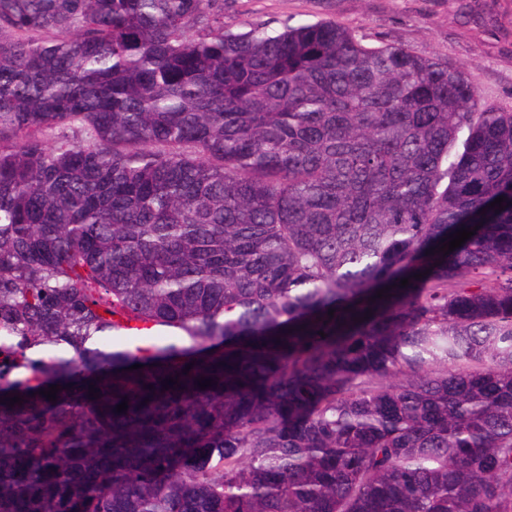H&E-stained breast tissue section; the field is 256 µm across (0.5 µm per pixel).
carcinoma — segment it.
I'll use <instances>...</instances> for the list:
<instances>
[{
	"mask_svg": "<svg viewBox=\"0 0 512 512\" xmlns=\"http://www.w3.org/2000/svg\"><path fill=\"white\" fill-rule=\"evenodd\" d=\"M223 11L0 0V512H512V112Z\"/></svg>",
	"mask_w": 512,
	"mask_h": 512,
	"instance_id": "1",
	"label": "carcinoma"
}]
</instances>
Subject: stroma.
<instances>
[{
	"label": "stroma",
	"mask_w": 512,
	"mask_h": 512,
	"mask_svg": "<svg viewBox=\"0 0 512 512\" xmlns=\"http://www.w3.org/2000/svg\"><path fill=\"white\" fill-rule=\"evenodd\" d=\"M317 20L448 62L467 74L479 108L512 112V0H224L234 32Z\"/></svg>",
	"instance_id": "35a3bbf8"
}]
</instances>
